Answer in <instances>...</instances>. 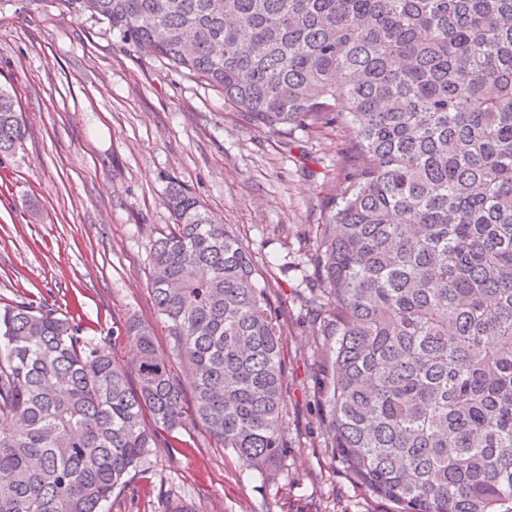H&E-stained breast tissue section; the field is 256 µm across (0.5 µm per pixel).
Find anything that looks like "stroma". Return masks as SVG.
<instances>
[{"label":"stroma","mask_w":512,"mask_h":512,"mask_svg":"<svg viewBox=\"0 0 512 512\" xmlns=\"http://www.w3.org/2000/svg\"><path fill=\"white\" fill-rule=\"evenodd\" d=\"M0 86L28 123L22 145L0 156V307L53 309L106 339L123 366L136 348L112 329L133 315L167 352L149 251L171 221L164 199L176 179L249 247L284 325L287 458L248 469L192 425L146 449L105 512H168L178 501L195 512H391L326 446L317 391L332 359L311 350L304 318L307 254L324 199L340 188L345 131L247 125L217 91L50 0L0 6Z\"/></svg>","instance_id":"obj_1"}]
</instances>
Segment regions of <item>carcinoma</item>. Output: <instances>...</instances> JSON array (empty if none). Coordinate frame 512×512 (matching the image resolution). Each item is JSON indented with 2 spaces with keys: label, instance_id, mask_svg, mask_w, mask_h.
<instances>
[{
  "label": "carcinoma",
  "instance_id": "obj_1",
  "mask_svg": "<svg viewBox=\"0 0 512 512\" xmlns=\"http://www.w3.org/2000/svg\"><path fill=\"white\" fill-rule=\"evenodd\" d=\"M245 122L348 132L308 261L333 341L326 446L392 512H512V0H55ZM26 121L0 88V155ZM128 368L50 309L0 311V512H102L190 423L264 472L288 453L283 325L242 240L178 181Z\"/></svg>",
  "mask_w": 512,
  "mask_h": 512
}]
</instances>
